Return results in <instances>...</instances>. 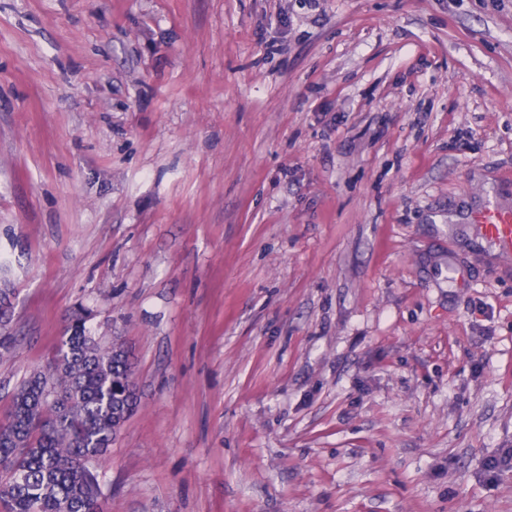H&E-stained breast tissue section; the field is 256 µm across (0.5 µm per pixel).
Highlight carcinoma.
Masks as SVG:
<instances>
[{
    "label": "carcinoma",
    "mask_w": 512,
    "mask_h": 512,
    "mask_svg": "<svg viewBox=\"0 0 512 512\" xmlns=\"http://www.w3.org/2000/svg\"><path fill=\"white\" fill-rule=\"evenodd\" d=\"M11 317L0 288L1 359L16 349ZM138 406L128 347L72 315L48 366L13 387L0 416L3 512H106L97 468Z\"/></svg>",
    "instance_id": "cac0c4a2"
}]
</instances>
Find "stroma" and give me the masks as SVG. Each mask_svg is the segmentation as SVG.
I'll use <instances>...</instances> for the list:
<instances>
[{
	"mask_svg": "<svg viewBox=\"0 0 512 512\" xmlns=\"http://www.w3.org/2000/svg\"><path fill=\"white\" fill-rule=\"evenodd\" d=\"M512 0H0L7 391L134 363L108 512H512ZM473 222L483 239L512 251V210L487 207L474 215ZM12 317V302L9 288H0V358L11 357L16 349L14 336L7 333ZM3 331V332H2Z\"/></svg>",
	"mask_w": 512,
	"mask_h": 512,
	"instance_id": "stroma-1",
	"label": "stroma"
}]
</instances>
